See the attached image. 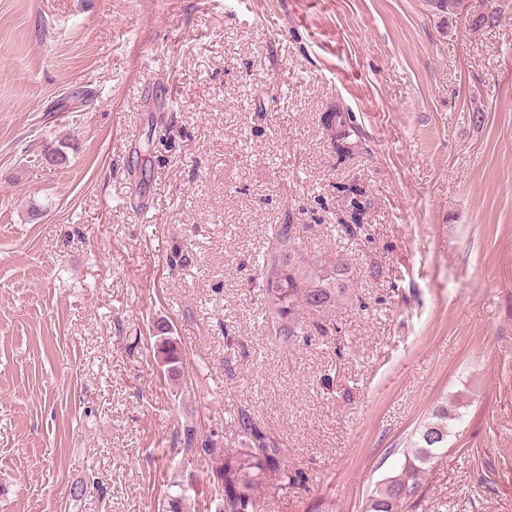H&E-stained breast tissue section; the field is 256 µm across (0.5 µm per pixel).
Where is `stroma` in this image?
Listing matches in <instances>:
<instances>
[{
	"label": "stroma",
	"mask_w": 512,
	"mask_h": 512,
	"mask_svg": "<svg viewBox=\"0 0 512 512\" xmlns=\"http://www.w3.org/2000/svg\"><path fill=\"white\" fill-rule=\"evenodd\" d=\"M495 3L475 31L429 0H0V512H162L177 486L216 512L181 434L241 447L242 410L300 473L260 512H363L443 400L457 428L404 512H512ZM336 104L361 131L345 157L321 124ZM348 183L373 202L356 240L336 227ZM292 216L349 289L288 355L256 262ZM169 325L158 323L156 326L155 353L162 366L166 367L168 376L179 380L182 373V351L179 343L170 336Z\"/></svg>",
	"instance_id": "1"
}]
</instances>
